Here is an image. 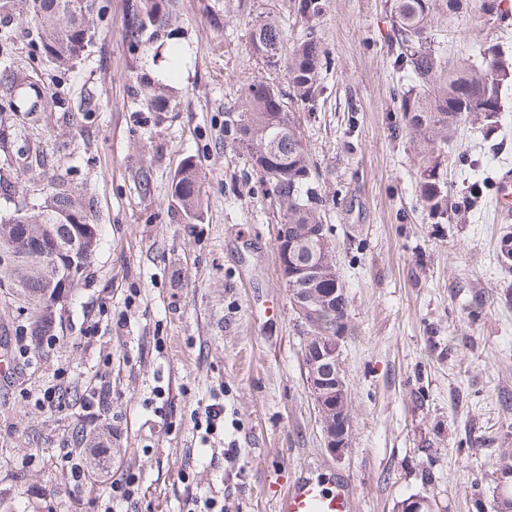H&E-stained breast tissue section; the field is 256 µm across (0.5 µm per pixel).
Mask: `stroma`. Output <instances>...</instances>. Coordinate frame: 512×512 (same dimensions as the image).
<instances>
[{"mask_svg": "<svg viewBox=\"0 0 512 512\" xmlns=\"http://www.w3.org/2000/svg\"><path fill=\"white\" fill-rule=\"evenodd\" d=\"M127 2L103 0L105 18L67 73L19 35L0 58V69L47 89L31 115L0 100V167L14 169L31 206L52 180H67L93 201L103 238L51 341L27 356L14 336L22 315L0 295L15 363L0 375V512H97L112 475L126 471L141 477L139 512H189L197 497L217 512H276L305 477L348 481L355 512H397L421 495L440 512H486L495 459L512 448V269L498 257L495 203L426 220L421 150L391 95L399 75L386 0H323L309 24L293 0H175V61L158 42L131 50ZM270 13L292 40L313 26L331 61L320 99L296 118L323 178L319 213L348 297L352 427L340 456L324 446L305 379L304 335L277 255L278 201L226 135L253 77L288 85L250 49L253 23ZM437 39L449 67L485 42L512 57V25L488 21L476 0L439 23ZM143 80L167 85L168 111L148 110ZM462 152L493 177L512 168V96L494 133L465 120L445 147L454 194L473 177ZM189 158L206 174L203 217L190 224L170 206L172 177ZM103 378L111 454L80 490L59 456L82 409L43 396L82 394ZM214 395L224 427L209 434L196 418L200 399Z\"/></svg>", "mask_w": 512, "mask_h": 512, "instance_id": "stroma-1", "label": "stroma"}]
</instances>
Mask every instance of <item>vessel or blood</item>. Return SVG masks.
Instances as JSON below:
<instances>
[{
    "instance_id": "b4317fda",
    "label": "vessel or blood",
    "mask_w": 512,
    "mask_h": 512,
    "mask_svg": "<svg viewBox=\"0 0 512 512\" xmlns=\"http://www.w3.org/2000/svg\"><path fill=\"white\" fill-rule=\"evenodd\" d=\"M353 490L348 482L327 488L317 480L295 481L280 499L277 512H352Z\"/></svg>"
}]
</instances>
